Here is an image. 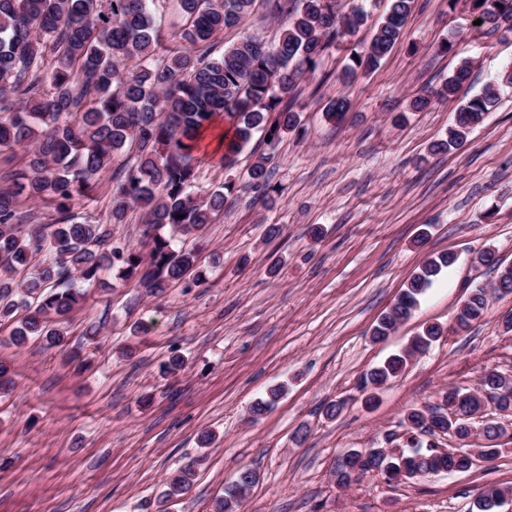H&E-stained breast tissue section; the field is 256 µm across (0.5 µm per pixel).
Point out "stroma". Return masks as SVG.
Instances as JSON below:
<instances>
[{
  "mask_svg": "<svg viewBox=\"0 0 512 512\" xmlns=\"http://www.w3.org/2000/svg\"><path fill=\"white\" fill-rule=\"evenodd\" d=\"M388 0H342L372 22L332 47L297 86V131L284 135L271 163L269 196L237 192L224 215L183 246L211 264L207 284L172 287L159 296L113 279L112 290L89 289L67 317L68 345L54 351L37 340L18 348L0 323V360L16 387L0 398V512H211L241 468L258 474L239 512H478L486 486L512 487V439L471 471L393 484L366 475L336 487L332 466L349 450L377 447L401 433L407 409L437 405L455 387L471 390L483 366L512 377V295L490 301L485 321L453 331L469 289L495 274L473 264L486 247L512 264V88L445 154L430 145L447 136L457 104L405 112L408 98L440 85L461 60L472 69L469 94L512 63V32L486 34L468 0H416L402 35L374 72L341 79L351 53L370 43ZM288 21L258 0L221 47L245 36L274 44ZM451 52L438 51L441 42ZM343 97L340 122L325 110ZM263 131L220 162L216 146L192 160L201 192L238 179L263 152ZM278 227L270 235V227ZM322 235L313 238L311 227ZM452 251L413 316L380 342L370 330L430 256ZM148 331L136 353L119 356L139 323ZM445 335L412 356L367 408L352 401L370 367L401 352L425 323ZM99 334L88 339L86 330ZM186 367L163 377L172 354ZM90 368L79 371L81 363ZM288 391L268 413L248 409L271 386ZM346 400L335 419L324 404ZM216 442L199 448L202 431ZM196 461L192 491L169 506L164 478Z\"/></svg>",
  "mask_w": 512,
  "mask_h": 512,
  "instance_id": "stroma-1",
  "label": "stroma"
}]
</instances>
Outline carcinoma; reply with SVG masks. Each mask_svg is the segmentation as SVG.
Listing matches in <instances>:
<instances>
[{
  "label": "carcinoma",
  "mask_w": 512,
  "mask_h": 512,
  "mask_svg": "<svg viewBox=\"0 0 512 512\" xmlns=\"http://www.w3.org/2000/svg\"><path fill=\"white\" fill-rule=\"evenodd\" d=\"M157 0H0V154L23 152V168L12 173L11 184L0 189V322L24 316L11 332L17 347L38 338L49 348L66 345L63 320L83 303L87 288L103 284L106 271L134 282L154 295L180 284L207 283L209 269L193 250L178 248L179 236L198 234L224 213L226 197L241 190L260 195L270 190L269 164L282 136L297 129V80L316 70L318 62L340 40L369 20L357 8L343 13L336 0H293L288 24L274 48L248 36L216 56L214 48L224 30L240 26L256 0H180L184 24L173 33L183 47L158 51L154 25ZM415 0H390V7L368 47L349 58L346 78L376 70L399 41ZM472 12L488 27L501 16H512V0H472ZM471 75L462 61L453 75L431 91L417 94L410 108L421 112L433 102L458 97ZM512 85V73L486 83L479 94L456 109L448 139L433 144L447 152L462 146L499 100L501 86ZM349 102H330L326 117L342 120ZM234 120L235 136L224 152V165L263 128L270 140L267 151L252 163L241 182L230 180L205 196L193 190L190 164L202 132L215 115ZM135 150L123 165L113 187L112 224H99L73 212L81 199L92 197L98 181L114 158ZM31 201L53 209L50 224L23 225L19 203ZM139 209L148 238L140 247L112 246L111 225L122 224L130 209ZM48 257L39 259L42 252ZM477 260L497 269L492 289L512 293V266L501 267L490 249ZM456 257L443 253L429 258L412 275L390 310L372 329L382 339L408 320L419 297L442 269ZM487 289H470L455 313V331H466L489 311ZM438 325L426 326L405 351L367 370L359 388L364 403L376 401L375 389L396 378L415 351L426 350L443 336ZM15 381L11 367L0 361V397L9 395ZM283 390L274 388L254 402L250 413L271 410ZM478 396L512 411V393L503 394V376L485 367L479 375ZM479 406L458 389L442 398L444 415L427 424L429 411L410 409L401 420L408 438L401 454L377 455L380 473L424 480L438 473L467 472V456L443 455L423 436L453 431L470 437L469 415ZM193 464L181 466L165 482V501L173 502L194 485ZM246 468L216 499L213 512H238L242 491L256 482Z\"/></svg>",
  "instance_id": "1"
}]
</instances>
